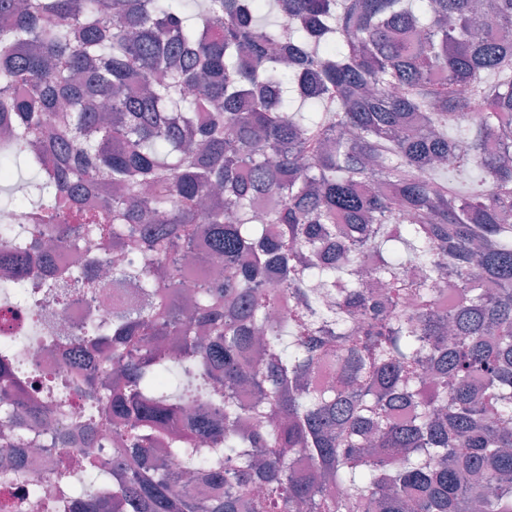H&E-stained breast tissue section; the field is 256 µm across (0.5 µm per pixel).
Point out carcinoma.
<instances>
[{"mask_svg": "<svg viewBox=\"0 0 512 512\" xmlns=\"http://www.w3.org/2000/svg\"><path fill=\"white\" fill-rule=\"evenodd\" d=\"M508 23L512 0H0V177L39 175L0 203L36 214L0 229V289L63 308L111 248L146 257L112 270L137 307L45 337L49 380L0 323V448L61 455L35 512H512ZM49 241L76 264L34 298ZM189 254L214 271L188 290ZM73 397L92 443L50 428Z\"/></svg>", "mask_w": 512, "mask_h": 512, "instance_id": "1", "label": "carcinoma"}]
</instances>
